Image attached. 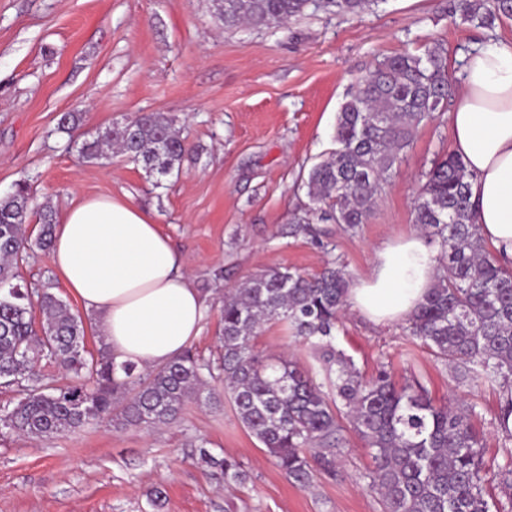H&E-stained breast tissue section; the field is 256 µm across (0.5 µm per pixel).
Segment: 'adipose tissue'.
Returning a JSON list of instances; mask_svg holds the SVG:
<instances>
[{
	"instance_id": "ef3b65f1",
	"label": "adipose tissue",
	"mask_w": 512,
	"mask_h": 512,
	"mask_svg": "<svg viewBox=\"0 0 512 512\" xmlns=\"http://www.w3.org/2000/svg\"><path fill=\"white\" fill-rule=\"evenodd\" d=\"M453 151L473 175V221L499 259L512 264V41L473 50L450 112ZM436 251L413 233L378 248L347 302L377 324L408 318L436 282ZM50 259L116 363L147 371L199 336L206 302L187 259L153 217L130 201L85 198L58 218Z\"/></svg>"
}]
</instances>
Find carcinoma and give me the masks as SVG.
I'll list each match as a JSON object with an SVG mask.
<instances>
[{"label": "carcinoma", "instance_id": "obj_1", "mask_svg": "<svg viewBox=\"0 0 512 512\" xmlns=\"http://www.w3.org/2000/svg\"><path fill=\"white\" fill-rule=\"evenodd\" d=\"M372 0H224L214 10L227 30L280 25L311 8L358 15ZM452 16L492 27L512 19V0H450ZM444 49L386 57L357 79L336 116V148L308 171L309 203L286 234L309 236L325 253L322 271L305 276L270 267L224 296L221 354L213 361L183 352L144 377L116 365L105 346L86 347L82 318L47 283L33 290L18 280L20 262L38 249L50 253L56 214L32 206L25 181L0 196V388L22 394L0 412V426L49 441L108 421L116 428H156L176 422L190 400H219L224 387L237 419L294 486L313 485L315 460L330 472L352 429L365 442L373 468L363 476L382 512H490L483 443L473 425L476 406L436 405L417 381L397 385L384 369L367 377L334 344L352 276L322 240L316 224H339L355 234L367 223L390 172L424 122L443 115L453 96ZM119 148L149 178L178 172L189 151L176 120L165 112L98 129L79 154L99 163ZM414 223L437 249L439 274L403 331L434 356L498 389V423L506 435L500 484L512 488V270L502 266L472 220V173L454 153L437 157L423 174ZM38 216L36 235L27 233ZM40 317H35V314ZM288 323L303 340L308 367L257 350L264 323ZM47 359L74 375L52 385L38 364ZM125 379L117 380L116 370ZM224 484L248 479L230 457L205 456Z\"/></svg>", "mask_w": 512, "mask_h": 512}]
</instances>
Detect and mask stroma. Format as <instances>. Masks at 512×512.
<instances>
[{"label": "stroma", "instance_id": "stroma-1", "mask_svg": "<svg viewBox=\"0 0 512 512\" xmlns=\"http://www.w3.org/2000/svg\"><path fill=\"white\" fill-rule=\"evenodd\" d=\"M447 7L379 0L359 17L310 9L284 25L228 30L210 0H0V196L25 180L36 204L59 212L76 198L113 196L151 214L193 265L208 311L190 348L210 356L225 289L269 267L322 269V251L283 230L308 201V170L335 147L336 115L352 82L383 58L436 42L456 79L475 46L512 40V20L477 27L449 17ZM64 112L82 115L74 135L57 130ZM146 112L175 116L192 148L181 173L156 182L117 153L79 161L85 136ZM450 149L449 117L421 125L359 232L328 225L354 278L370 272L377 248L416 231L422 173ZM18 275L31 288L52 282L82 313L49 256L32 252ZM336 345L365 375L383 368L396 383L418 380L435 404L476 405L486 491L500 512H512L495 474L503 443L495 389L458 384L452 367L397 322L376 325L346 311ZM206 453L239 460L247 481L226 492ZM372 466L352 433L335 474L298 489L231 404L193 400L180 422L161 429L102 423L49 441L1 429L0 512H378L363 489Z\"/></svg>", "mask_w": 512, "mask_h": 512}]
</instances>
